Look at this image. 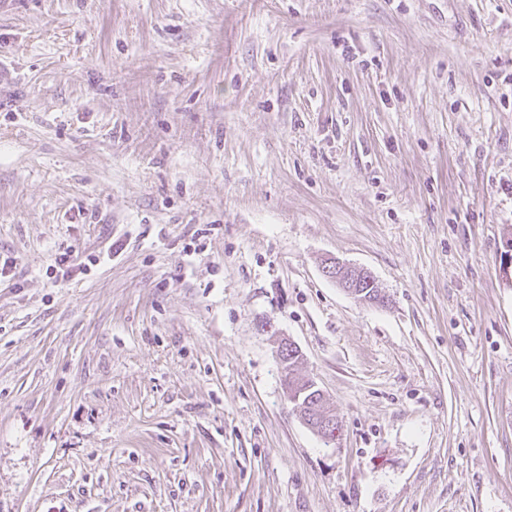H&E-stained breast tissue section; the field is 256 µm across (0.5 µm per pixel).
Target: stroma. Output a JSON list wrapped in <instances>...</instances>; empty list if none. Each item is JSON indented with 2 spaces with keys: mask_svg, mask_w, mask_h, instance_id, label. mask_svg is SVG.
<instances>
[{
  "mask_svg": "<svg viewBox=\"0 0 512 512\" xmlns=\"http://www.w3.org/2000/svg\"><path fill=\"white\" fill-rule=\"evenodd\" d=\"M509 238L512 0H11L0 512H512ZM324 272L328 278L336 282L340 288L352 297L361 296L366 292V290L363 292H356L355 290L356 288L361 289L365 282L369 284L370 289L364 296L374 293L375 299H377L379 292H381L379 288H371L376 282L370 272L363 268L348 265L338 258H330L324 267ZM287 377V375H286ZM285 377V385L288 386L286 388V398L293 405L294 410L298 411L299 408L297 404L300 402V393H294V391L288 390L289 387H295L296 389H299V391L302 392V390H305L301 393V402L306 403L308 402L310 410L314 413V415H318L321 410H323L324 402L321 400L320 397H317L314 399V391L313 390H307V386L309 384V379L300 378L296 375L292 378H289V372H288V382Z\"/></svg>",
  "mask_w": 512,
  "mask_h": 512,
  "instance_id": "obj_1",
  "label": "stroma"
}]
</instances>
